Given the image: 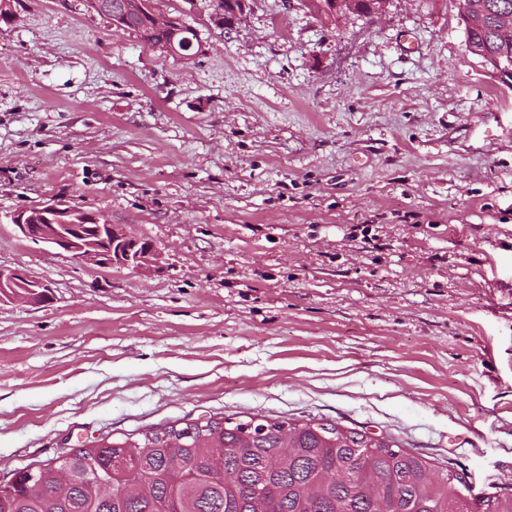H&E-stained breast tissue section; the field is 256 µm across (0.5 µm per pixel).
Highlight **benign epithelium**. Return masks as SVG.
Returning <instances> with one entry per match:
<instances>
[{"label": "benign epithelium", "instance_id": "obj_1", "mask_svg": "<svg viewBox=\"0 0 512 512\" xmlns=\"http://www.w3.org/2000/svg\"><path fill=\"white\" fill-rule=\"evenodd\" d=\"M44 218L42 224L26 222L28 211L11 214L19 234L29 240L47 243L86 264L105 267L110 265L142 266L155 256L152 245H142L141 239L110 223L95 212L76 209L59 202L38 207ZM83 218L78 224L71 216ZM0 288L5 289L1 300L24 301L37 305L50 297L49 286L29 279L18 270L0 268Z\"/></svg>", "mask_w": 512, "mask_h": 512}]
</instances>
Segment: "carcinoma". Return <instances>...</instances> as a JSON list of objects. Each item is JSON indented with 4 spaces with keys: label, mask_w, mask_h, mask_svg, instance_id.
Returning <instances> with one entry per match:
<instances>
[{
    "label": "carcinoma",
    "mask_w": 512,
    "mask_h": 512,
    "mask_svg": "<svg viewBox=\"0 0 512 512\" xmlns=\"http://www.w3.org/2000/svg\"><path fill=\"white\" fill-rule=\"evenodd\" d=\"M466 43L512 67L496 34L512 0H473ZM153 47L175 40L198 55L195 29L157 31L146 11L104 12ZM0 512H512V492L472 498L466 476L438 473L384 435L315 420L210 418L103 438L15 470L0 481Z\"/></svg>",
    "instance_id": "carcinoma-1"
}]
</instances>
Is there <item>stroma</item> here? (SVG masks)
<instances>
[{
  "mask_svg": "<svg viewBox=\"0 0 512 512\" xmlns=\"http://www.w3.org/2000/svg\"><path fill=\"white\" fill-rule=\"evenodd\" d=\"M186 61L88 0L0 23V479L104 436L252 416L394 438L512 488V84L459 0H154ZM51 199L151 243L99 268L2 216ZM97 0H89V6L97 11L99 14L106 16L111 22L118 27L129 30L134 33L136 37L140 40L142 44L147 47H152L160 42H168L175 36V42L172 40L171 44H168L165 47L171 55L178 51V49L184 54L190 55H198L202 52V44L197 35L195 29L188 25L185 21L175 26L174 30L172 29L174 25L177 24L175 19L170 15H165L157 11L149 2L148 5L150 7V14L154 21V26L157 29H168V31H157L151 25V18L146 11H141L140 13H130L128 16L124 14H116L112 13V11L102 12L98 10L93 2ZM0 288L4 290L1 295V302L24 301L37 305L44 303L50 297L49 286L29 279L24 273L18 270H4L0 268ZM5 288H22L8 292Z\"/></svg>",
  "mask_w": 512,
  "mask_h": 512,
  "instance_id": "1",
  "label": "stroma"
}]
</instances>
